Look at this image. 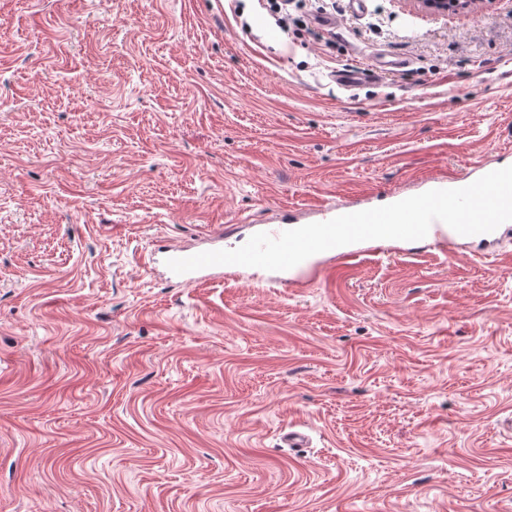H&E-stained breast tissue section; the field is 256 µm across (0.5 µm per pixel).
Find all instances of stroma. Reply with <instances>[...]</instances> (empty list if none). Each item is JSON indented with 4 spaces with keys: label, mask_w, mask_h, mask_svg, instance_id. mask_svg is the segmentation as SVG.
Segmentation results:
<instances>
[{
    "label": "stroma",
    "mask_w": 512,
    "mask_h": 512,
    "mask_svg": "<svg viewBox=\"0 0 512 512\" xmlns=\"http://www.w3.org/2000/svg\"><path fill=\"white\" fill-rule=\"evenodd\" d=\"M331 16L0 0V512H512V227L302 289L163 267L512 166V0ZM504 167L507 166L479 159L473 163L470 171L463 177L449 176L446 173L435 176L432 180L433 185L429 190L462 188L470 185L480 177ZM314 207L317 210V217L315 220H313L310 223L325 222V221H329V220H331L337 216H340V215L364 211V210H368V209H372V208H376V207H380V206L370 207V208H349V207L336 208L335 206L319 203V204H315ZM310 223L301 224L290 214L288 216L283 215L279 221L266 225L260 232H265V233L270 234L271 236L276 237L286 230L299 228V227H302V226L310 224Z\"/></svg>",
    "instance_id": "obj_1"
}]
</instances>
